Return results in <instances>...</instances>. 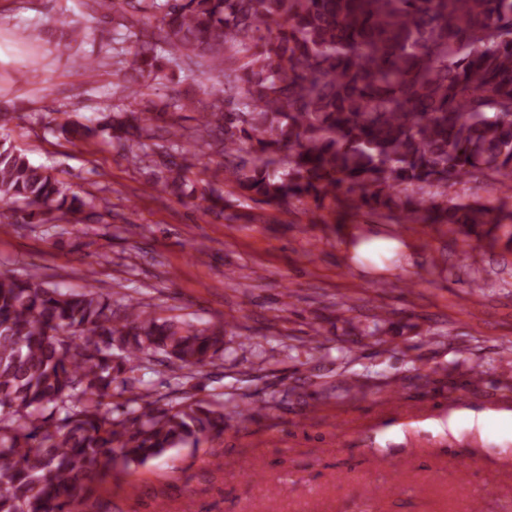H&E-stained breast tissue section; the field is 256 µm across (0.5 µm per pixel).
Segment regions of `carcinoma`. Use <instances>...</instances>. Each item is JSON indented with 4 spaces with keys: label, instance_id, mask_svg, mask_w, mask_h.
I'll list each match as a JSON object with an SVG mask.
<instances>
[{
    "label": "carcinoma",
    "instance_id": "1",
    "mask_svg": "<svg viewBox=\"0 0 512 512\" xmlns=\"http://www.w3.org/2000/svg\"><path fill=\"white\" fill-rule=\"evenodd\" d=\"M112 13L132 57L128 104L66 122L88 141L109 130L135 165L182 191L196 151L224 157V183L265 203L316 206L339 194L374 215L490 225L512 242L511 214L448 200L463 181L512 182V0H84ZM209 73L204 97L152 98L153 85ZM177 112L199 114L193 148ZM167 135L156 161L142 138ZM8 138L0 139V224L95 209ZM224 353V330L120 310L92 286L61 290L36 271H0V512H82L93 484L224 434L242 399H196L194 371ZM160 361L183 397L138 390Z\"/></svg>",
    "mask_w": 512,
    "mask_h": 512
}]
</instances>
